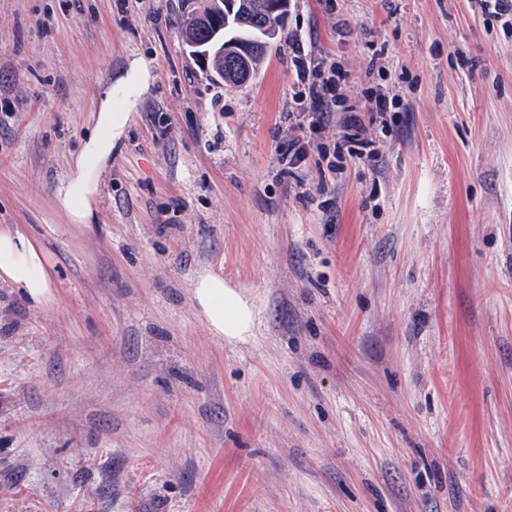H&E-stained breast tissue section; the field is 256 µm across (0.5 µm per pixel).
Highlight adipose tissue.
<instances>
[{"label":"adipose tissue","mask_w":512,"mask_h":512,"mask_svg":"<svg viewBox=\"0 0 512 512\" xmlns=\"http://www.w3.org/2000/svg\"><path fill=\"white\" fill-rule=\"evenodd\" d=\"M153 80L149 63L138 57L131 59L99 93L93 109V130L85 137L54 196L55 209L70 223H93L101 195L100 174L110 165L113 151L126 135L132 108ZM0 281L17 288L33 304L52 301V274L45 250L7 224L0 225ZM192 294L212 335L229 342L251 336L254 309L244 292L225 284L220 273L200 272Z\"/></svg>","instance_id":"adipose-tissue-1"}]
</instances>
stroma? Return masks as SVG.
I'll use <instances>...</instances> for the list:
<instances>
[{"label": "stroma", "instance_id": "35a3bbf8", "mask_svg": "<svg viewBox=\"0 0 512 512\" xmlns=\"http://www.w3.org/2000/svg\"><path fill=\"white\" fill-rule=\"evenodd\" d=\"M205 4L0 0V225L55 296L0 282V512H512V33L473 0H291L340 95L394 103L360 160L346 112L296 117L287 42L243 87L200 70L179 24ZM135 56L154 80L69 223L54 195ZM209 268L247 342L196 309ZM193 300L213 336L228 342L244 341L252 334L254 309L244 292L224 283L212 270L200 272L193 283Z\"/></svg>", "mask_w": 512, "mask_h": 512}]
</instances>
